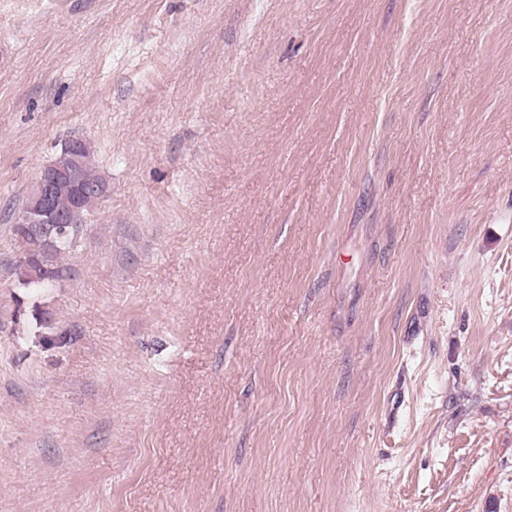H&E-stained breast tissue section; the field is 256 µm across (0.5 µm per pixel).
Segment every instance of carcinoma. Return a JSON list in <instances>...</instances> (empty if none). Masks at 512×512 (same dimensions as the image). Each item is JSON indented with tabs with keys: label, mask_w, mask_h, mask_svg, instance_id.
Instances as JSON below:
<instances>
[{
	"label": "carcinoma",
	"mask_w": 512,
	"mask_h": 512,
	"mask_svg": "<svg viewBox=\"0 0 512 512\" xmlns=\"http://www.w3.org/2000/svg\"><path fill=\"white\" fill-rule=\"evenodd\" d=\"M78 178L84 186L104 182L93 162V152L89 149L81 154ZM97 202L98 199L87 197L78 206L72 192L64 190L56 198V207L69 217L64 231H53L51 224L10 226L12 237L22 249V285L27 288H40L67 273V268L60 264L59 258L73 248L87 214Z\"/></svg>",
	"instance_id": "1"
}]
</instances>
